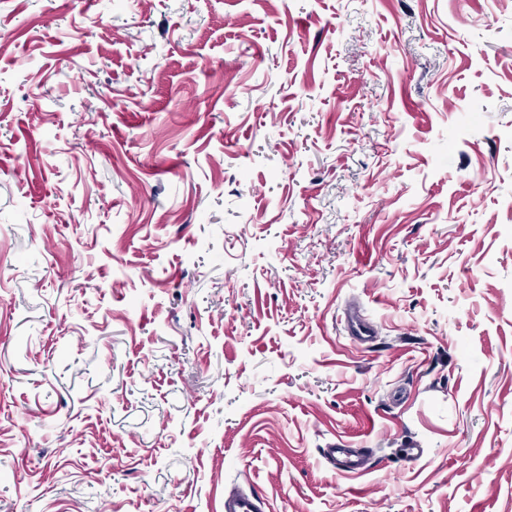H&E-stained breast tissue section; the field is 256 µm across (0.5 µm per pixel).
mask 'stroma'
Returning a JSON list of instances; mask_svg holds the SVG:
<instances>
[{
  "mask_svg": "<svg viewBox=\"0 0 512 512\" xmlns=\"http://www.w3.org/2000/svg\"><path fill=\"white\" fill-rule=\"evenodd\" d=\"M235 487L512 512V0H0V512ZM324 451L327 458L331 460L334 466L336 465V458L344 457L343 464L338 467V470L340 472H346L349 476L362 475L367 472L370 467L368 462L348 454L346 448H325Z\"/></svg>",
  "mask_w": 512,
  "mask_h": 512,
  "instance_id": "stroma-1",
  "label": "stroma"
}]
</instances>
